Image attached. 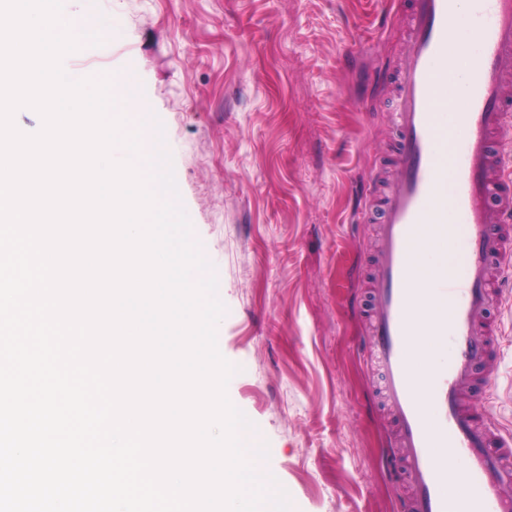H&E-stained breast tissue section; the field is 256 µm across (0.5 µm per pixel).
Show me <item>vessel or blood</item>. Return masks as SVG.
Here are the masks:
<instances>
[{"mask_svg":"<svg viewBox=\"0 0 512 512\" xmlns=\"http://www.w3.org/2000/svg\"><path fill=\"white\" fill-rule=\"evenodd\" d=\"M459 65L449 69V55ZM398 130L394 172L371 176L382 195L379 248L369 290L364 353L379 368L398 448L405 512H512V432L479 414L491 393L476 376L501 357L483 316L505 295L492 264L512 265V170L495 168L494 145L512 127V0H409L391 65ZM450 220L451 259L437 283L452 302L436 345L418 348L422 301L410 249L419 225ZM465 463L452 492L449 459Z\"/></svg>","mask_w":512,"mask_h":512,"instance_id":"b4317fda","label":"vessel or blood"}]
</instances>
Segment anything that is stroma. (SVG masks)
Masks as SVG:
<instances>
[{
    "label": "stroma",
    "instance_id": "obj_1",
    "mask_svg": "<svg viewBox=\"0 0 512 512\" xmlns=\"http://www.w3.org/2000/svg\"><path fill=\"white\" fill-rule=\"evenodd\" d=\"M112 48L63 65L128 78L172 158L180 203L218 278L227 396L268 445L294 512H400L393 424L359 348L389 170L388 99L374 72L398 50L407 0H109ZM490 319L503 354L490 417L512 430V297Z\"/></svg>",
    "mask_w": 512,
    "mask_h": 512
}]
</instances>
